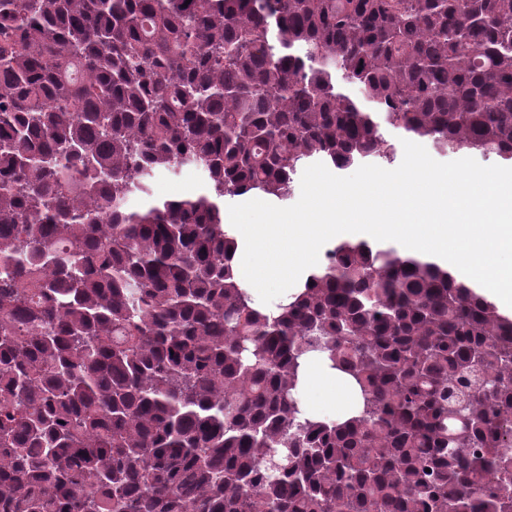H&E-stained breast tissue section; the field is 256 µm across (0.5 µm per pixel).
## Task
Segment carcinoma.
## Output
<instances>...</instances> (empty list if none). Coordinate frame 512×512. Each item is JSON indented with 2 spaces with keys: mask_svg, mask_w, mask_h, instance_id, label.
I'll list each match as a JSON object with an SVG mask.
<instances>
[{
  "mask_svg": "<svg viewBox=\"0 0 512 512\" xmlns=\"http://www.w3.org/2000/svg\"><path fill=\"white\" fill-rule=\"evenodd\" d=\"M389 131L512 163V0H0V512H512V317L365 241L232 273L225 196ZM202 183L203 177L198 172H195L194 177L189 181H184L181 176L172 177L168 174H158L153 179L152 189L155 197H173L197 191L201 188ZM302 409L306 416L323 419L330 413L343 421L358 409L359 396L349 377L317 355H308L299 372Z\"/></svg>",
  "mask_w": 512,
  "mask_h": 512,
  "instance_id": "obj_1",
  "label": "carcinoma"
}]
</instances>
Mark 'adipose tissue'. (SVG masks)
Returning a JSON list of instances; mask_svg holds the SVG:
<instances>
[{"label":"adipose tissue","mask_w":512,"mask_h":512,"mask_svg":"<svg viewBox=\"0 0 512 512\" xmlns=\"http://www.w3.org/2000/svg\"><path fill=\"white\" fill-rule=\"evenodd\" d=\"M299 390L303 411L315 419L328 413L342 421L358 409L359 396L349 377L313 354L305 358L300 369Z\"/></svg>","instance_id":"adipose-tissue-1"}]
</instances>
